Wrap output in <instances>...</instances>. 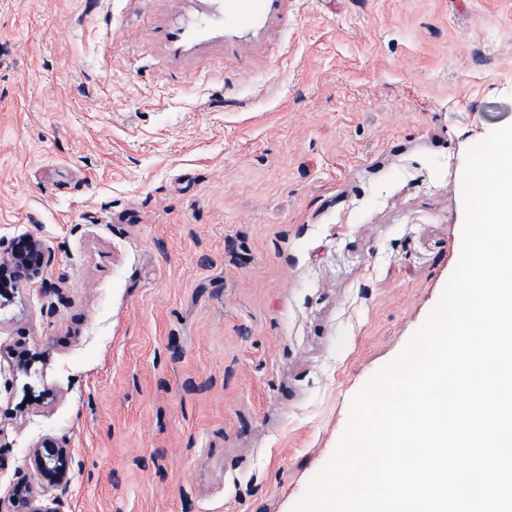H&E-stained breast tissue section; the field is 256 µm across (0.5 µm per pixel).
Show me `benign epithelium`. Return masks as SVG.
<instances>
[{"instance_id":"7a95c632","label":"benign epithelium","mask_w":512,"mask_h":512,"mask_svg":"<svg viewBox=\"0 0 512 512\" xmlns=\"http://www.w3.org/2000/svg\"><path fill=\"white\" fill-rule=\"evenodd\" d=\"M50 260L44 242L32 235L16 241H0V282L13 278L17 282L33 283L43 277ZM37 480L18 483L5 500L0 499V512H58L41 504L40 497L53 487L66 488L71 480L72 449L53 437L41 439L30 451Z\"/></svg>"}]
</instances>
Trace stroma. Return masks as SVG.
<instances>
[{"instance_id": "35a3bbf8", "label": "stroma", "mask_w": 512, "mask_h": 512, "mask_svg": "<svg viewBox=\"0 0 512 512\" xmlns=\"http://www.w3.org/2000/svg\"><path fill=\"white\" fill-rule=\"evenodd\" d=\"M512 0H0V496L292 512L438 302ZM33 357L13 372L15 350ZM50 260V253L44 242L32 235L5 245L0 241V282L4 277L15 282L33 283L43 277ZM37 480L18 483L9 491L7 500H1V512H62L41 504L40 497L48 488L65 489L71 480L72 449L53 437H44L30 451ZM5 508V510H4Z\"/></svg>"}]
</instances>
